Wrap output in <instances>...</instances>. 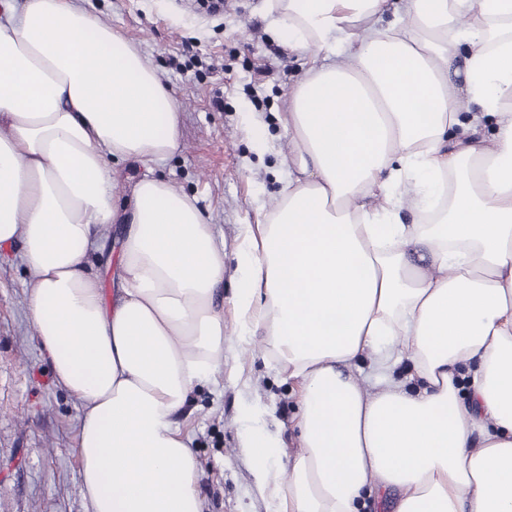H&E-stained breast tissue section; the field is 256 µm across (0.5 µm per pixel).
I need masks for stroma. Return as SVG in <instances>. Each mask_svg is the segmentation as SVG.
<instances>
[{
	"instance_id": "stroma-1",
	"label": "stroma",
	"mask_w": 512,
	"mask_h": 512,
	"mask_svg": "<svg viewBox=\"0 0 512 512\" xmlns=\"http://www.w3.org/2000/svg\"><path fill=\"white\" fill-rule=\"evenodd\" d=\"M86 10L135 43L177 99L182 148L155 173L194 196L236 266L239 227L273 205L288 178L279 116L300 77L269 0H227L208 13L198 0H83ZM270 152L257 155L256 140ZM20 247L0 250V512H89L80 487L78 402L55 382L27 307ZM224 313V369L194 385L180 421L191 440L203 512H270L243 445L257 429L297 440L295 386L260 343L239 345ZM267 408L250 415L254 401Z\"/></svg>"
}]
</instances>
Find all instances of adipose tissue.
<instances>
[{
	"label": "adipose tissue",
	"mask_w": 512,
	"mask_h": 512,
	"mask_svg": "<svg viewBox=\"0 0 512 512\" xmlns=\"http://www.w3.org/2000/svg\"><path fill=\"white\" fill-rule=\"evenodd\" d=\"M271 0L308 68L290 176L242 225L238 340L298 384L299 451L245 448L275 512H512V0ZM177 100L78 0H0V246L81 408L90 512H202L177 417L224 367V243L156 177ZM142 172L117 204L114 163ZM413 220L404 222L403 209ZM122 227L114 297L89 270ZM410 361L408 384L397 367ZM398 492L393 489L374 491L365 499L366 505L360 508L361 512H393Z\"/></svg>",
	"instance_id": "ef3b65f1"
}]
</instances>
